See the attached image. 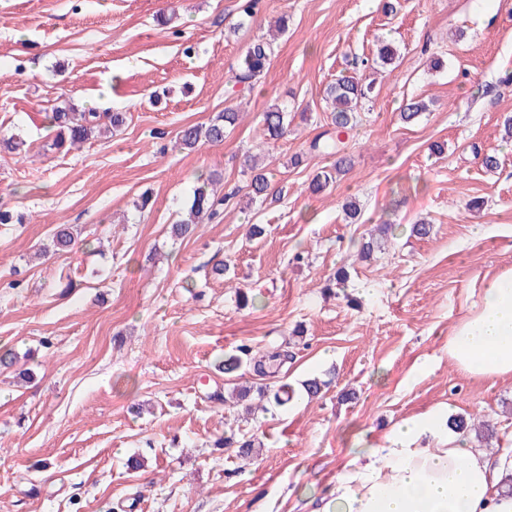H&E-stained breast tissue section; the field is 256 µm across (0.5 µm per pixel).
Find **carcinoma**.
Returning <instances> with one entry per match:
<instances>
[{"label":"carcinoma","mask_w":512,"mask_h":512,"mask_svg":"<svg viewBox=\"0 0 512 512\" xmlns=\"http://www.w3.org/2000/svg\"><path fill=\"white\" fill-rule=\"evenodd\" d=\"M273 39L257 40L250 44L241 57L238 72L235 75L239 84L253 87L267 69L270 58L274 53ZM374 86L355 76H345L336 79L328 85L326 94L332 98L335 111L331 115V122L335 135L323 138L316 137L309 143L308 152H331L337 156L333 168L318 172L308 189L312 194L325 191L336 177L349 171L354 160L345 152V145L341 135L352 130L357 123V110L364 101L371 98ZM428 110V104L417 98L410 99L402 108L400 116L404 123L415 121L423 112ZM239 120V113L228 109L224 114L211 120L206 126L194 124L186 125L179 132V144L182 148L192 150L200 143L219 144L224 142L226 129L232 127ZM124 122L121 112H76L71 105L57 106L51 112L50 123L55 128V137L52 146L56 149L78 148L86 143L93 135L101 131H112ZM261 122L265 131L267 142H275L288 132L287 109L272 105L261 114ZM248 192L249 200L262 198L268 189V179L263 172L251 169V181ZM224 198H218L211 191L200 187L194 193L188 209V218L174 225V233L178 237H186L193 233L194 224L203 218L213 219L221 214ZM217 448H236L239 457L248 459L255 449L252 440H238L235 435L222 436L215 441Z\"/></svg>","instance_id":"carcinoma-1"}]
</instances>
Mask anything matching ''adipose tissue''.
<instances>
[{
    "mask_svg": "<svg viewBox=\"0 0 512 512\" xmlns=\"http://www.w3.org/2000/svg\"><path fill=\"white\" fill-rule=\"evenodd\" d=\"M448 359L477 377H512V268L488 280L454 326ZM432 440L429 448L419 439ZM503 466L463 447L443 410L399 423L383 444L350 462L331 491L336 512H512Z\"/></svg>",
    "mask_w": 512,
    "mask_h": 512,
    "instance_id": "adipose-tissue-1",
    "label": "adipose tissue"
}]
</instances>
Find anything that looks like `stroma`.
I'll return each instance as SVG.
<instances>
[{
    "label": "stroma",
    "instance_id": "obj_1",
    "mask_svg": "<svg viewBox=\"0 0 512 512\" xmlns=\"http://www.w3.org/2000/svg\"><path fill=\"white\" fill-rule=\"evenodd\" d=\"M239 5L0 0V136L28 145L0 152V205L22 217L0 224V353L17 362L0 367V512H317L363 449L437 408L490 421L488 454L512 462V378L466 374L446 351L484 278L512 267V0H261L249 17ZM283 15L267 71L237 84L250 42ZM382 40L399 53L385 69L371 64ZM342 75L372 80L376 97L348 141L354 168L312 195L332 160L308 143ZM411 97L433 106L406 125ZM63 102L126 121L58 151L45 110ZM275 103L295 118L268 145L261 114ZM227 109L243 117L223 144L179 147L185 125ZM248 153L273 190L250 206ZM210 174L233 196L223 220L174 237ZM383 220L387 243L359 260ZM62 224L75 244L50 250ZM253 224L263 235L248 237ZM341 267L347 281L330 285ZM284 350L276 372L254 370ZM231 355L240 369L220 370ZM314 376L328 386L311 400ZM284 384L281 407L221 401ZM229 421L259 443L254 461L215 447Z\"/></svg>",
    "mask_w": 512,
    "mask_h": 512
}]
</instances>
